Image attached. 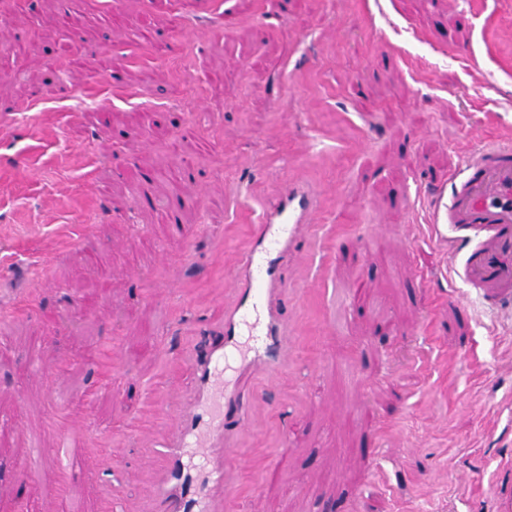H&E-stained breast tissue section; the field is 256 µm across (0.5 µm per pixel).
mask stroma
<instances>
[{
	"instance_id": "obj_1",
	"label": "stroma",
	"mask_w": 512,
	"mask_h": 512,
	"mask_svg": "<svg viewBox=\"0 0 512 512\" xmlns=\"http://www.w3.org/2000/svg\"><path fill=\"white\" fill-rule=\"evenodd\" d=\"M508 142L512 0H0V512L53 504L24 468L55 400L69 502L152 512L148 435L297 192L224 512H512V311L454 274L430 184Z\"/></svg>"
}]
</instances>
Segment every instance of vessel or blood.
Instances as JSON below:
<instances>
[{
	"label": "vessel or blood",
	"mask_w": 512,
	"mask_h": 512,
	"mask_svg": "<svg viewBox=\"0 0 512 512\" xmlns=\"http://www.w3.org/2000/svg\"><path fill=\"white\" fill-rule=\"evenodd\" d=\"M437 185L431 221L451 230L449 244L462 255L460 278L486 310H511L512 146L482 147L460 176L438 178ZM307 208L305 197L291 198L262 225L242 267L239 305L224 320V338L191 367L197 398L182 411L180 436L152 440L161 463L154 494L158 512H223L217 492L232 475L224 460V432L248 417L244 403L235 416L225 413V402L239 398L225 372L233 361L252 371H280L285 339L265 313L277 280L271 253L290 239Z\"/></svg>",
	"instance_id": "vessel-or-blood-1"
}]
</instances>
